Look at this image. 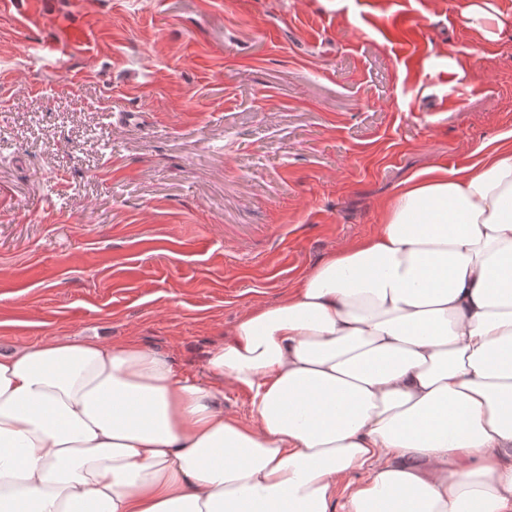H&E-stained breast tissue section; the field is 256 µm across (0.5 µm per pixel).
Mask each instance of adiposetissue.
Returning <instances> with one entry per match:
<instances>
[{
	"mask_svg": "<svg viewBox=\"0 0 512 512\" xmlns=\"http://www.w3.org/2000/svg\"><path fill=\"white\" fill-rule=\"evenodd\" d=\"M204 369L95 337L0 352V512H512V145L406 179ZM224 414L236 418L249 416V394L244 390L225 383L224 385Z\"/></svg>",
	"mask_w": 512,
	"mask_h": 512,
	"instance_id": "ef3b65f1",
	"label": "adipose tissue"
}]
</instances>
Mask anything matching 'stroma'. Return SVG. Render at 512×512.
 Instances as JSON below:
<instances>
[{
	"label": "stroma",
	"mask_w": 512,
	"mask_h": 512,
	"mask_svg": "<svg viewBox=\"0 0 512 512\" xmlns=\"http://www.w3.org/2000/svg\"><path fill=\"white\" fill-rule=\"evenodd\" d=\"M13 0L0 10V349L177 371L512 132V0ZM141 112L136 124L120 114ZM494 11L496 9L489 1L471 0L461 14L463 24L479 31L486 41H495L502 30V24L494 16ZM494 20L496 26L492 23Z\"/></svg>",
	"instance_id": "35a3bbf8"
}]
</instances>
